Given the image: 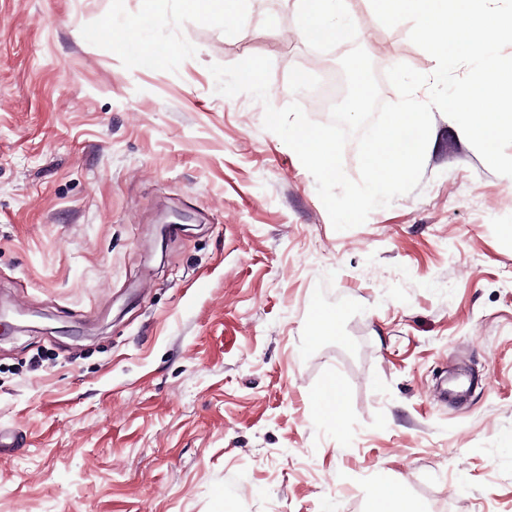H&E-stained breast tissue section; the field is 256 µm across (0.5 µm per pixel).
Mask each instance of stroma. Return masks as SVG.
<instances>
[{
  "mask_svg": "<svg viewBox=\"0 0 512 512\" xmlns=\"http://www.w3.org/2000/svg\"><path fill=\"white\" fill-rule=\"evenodd\" d=\"M244 7L156 0L135 65L99 30L144 0H0V512H512V177L437 111L419 187L335 230L265 105L356 45L388 102L436 62L370 0L318 45ZM252 55L267 102L218 94ZM188 15L212 16L224 19V25H234L242 19V0H181ZM376 508L375 512H418L420 509L406 501L396 484H384L378 488L374 495Z\"/></svg>",
  "mask_w": 512,
  "mask_h": 512,
  "instance_id": "1",
  "label": "stroma"
}]
</instances>
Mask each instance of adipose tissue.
Instances as JSON below:
<instances>
[{"instance_id":"obj_1","label":"adipose tissue","mask_w":512,"mask_h":512,"mask_svg":"<svg viewBox=\"0 0 512 512\" xmlns=\"http://www.w3.org/2000/svg\"><path fill=\"white\" fill-rule=\"evenodd\" d=\"M298 33L307 42L327 43L341 38L357 22L351 0H297ZM104 37L136 54L144 62L170 54L169 45L147 41L139 21L107 22Z\"/></svg>"}]
</instances>
